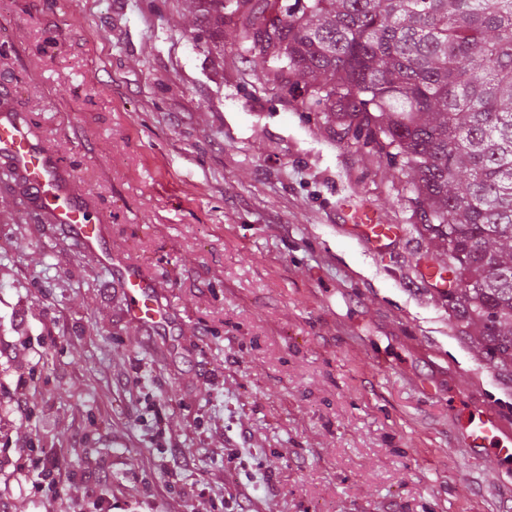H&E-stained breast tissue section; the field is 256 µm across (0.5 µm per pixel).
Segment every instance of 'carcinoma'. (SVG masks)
<instances>
[{
    "label": "carcinoma",
    "instance_id": "obj_1",
    "mask_svg": "<svg viewBox=\"0 0 512 512\" xmlns=\"http://www.w3.org/2000/svg\"><path fill=\"white\" fill-rule=\"evenodd\" d=\"M224 32V0H185ZM229 39L343 137L402 162L448 306L512 375V0H235Z\"/></svg>",
    "mask_w": 512,
    "mask_h": 512
}]
</instances>
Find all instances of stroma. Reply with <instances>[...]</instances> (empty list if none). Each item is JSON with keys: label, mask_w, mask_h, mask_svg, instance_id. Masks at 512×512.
Segmentation results:
<instances>
[{"label": "stroma", "mask_w": 512, "mask_h": 512, "mask_svg": "<svg viewBox=\"0 0 512 512\" xmlns=\"http://www.w3.org/2000/svg\"><path fill=\"white\" fill-rule=\"evenodd\" d=\"M0 98L63 154L113 251L156 282L166 332L0 175V498L71 512H512V466L461 417L512 379L463 342L400 164L210 36L182 0H0ZM404 235L370 253L345 199ZM60 458L45 504L23 458ZM185 461L173 467L171 452ZM234 448L226 462L212 449Z\"/></svg>", "instance_id": "stroma-1"}]
</instances>
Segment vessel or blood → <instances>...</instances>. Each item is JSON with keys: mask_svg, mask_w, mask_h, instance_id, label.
<instances>
[{"mask_svg": "<svg viewBox=\"0 0 512 512\" xmlns=\"http://www.w3.org/2000/svg\"><path fill=\"white\" fill-rule=\"evenodd\" d=\"M0 158L7 161L14 179L34 204L47 213L49 223L66 227L80 250L96 254L101 264L115 273L124 298V316L130 323L156 331L171 326V311L154 280L107 246L105 226L94 205L75 192L72 172L63 158L44 146L17 113L7 109L0 110ZM340 209L348 213L352 230L374 254H385L402 236L401 225L380 223L370 205L344 203ZM461 433L475 456L512 459V432L495 410L468 417Z\"/></svg>", "mask_w": 512, "mask_h": 512, "instance_id": "obj_1", "label": "vessel or blood"}]
</instances>
